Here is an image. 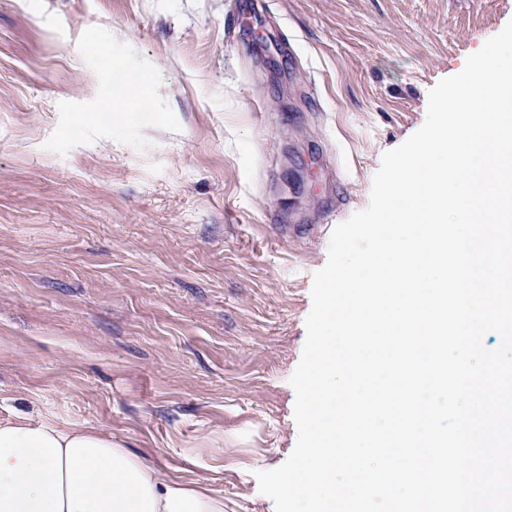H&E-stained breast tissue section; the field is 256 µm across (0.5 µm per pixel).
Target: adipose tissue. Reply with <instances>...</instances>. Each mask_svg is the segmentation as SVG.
I'll return each mask as SVG.
<instances>
[{
	"label": "adipose tissue",
	"instance_id": "obj_1",
	"mask_svg": "<svg viewBox=\"0 0 512 512\" xmlns=\"http://www.w3.org/2000/svg\"><path fill=\"white\" fill-rule=\"evenodd\" d=\"M0 512H224V498L101 429L15 412L0 419Z\"/></svg>",
	"mask_w": 512,
	"mask_h": 512
}]
</instances>
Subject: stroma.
<instances>
[{"label": "stroma", "instance_id": "1", "mask_svg": "<svg viewBox=\"0 0 512 512\" xmlns=\"http://www.w3.org/2000/svg\"><path fill=\"white\" fill-rule=\"evenodd\" d=\"M263 2L260 26L253 0H0V407L101 428L224 512H275L254 473L296 444L333 229L512 20Z\"/></svg>", "mask_w": 512, "mask_h": 512}]
</instances>
